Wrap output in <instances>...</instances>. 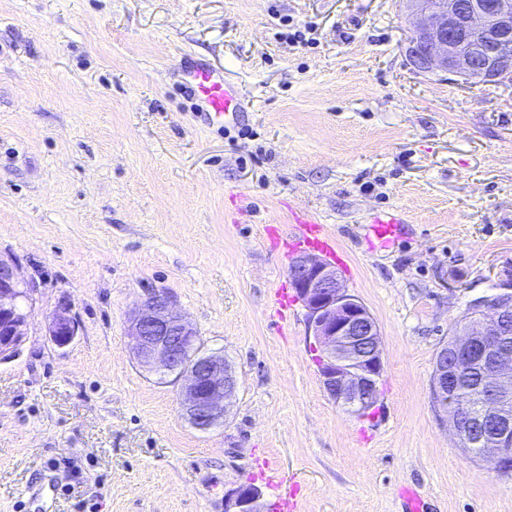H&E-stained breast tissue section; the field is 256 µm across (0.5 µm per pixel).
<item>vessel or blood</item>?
<instances>
[{"label":"vessel or blood","instance_id":"vessel-or-blood-1","mask_svg":"<svg viewBox=\"0 0 512 512\" xmlns=\"http://www.w3.org/2000/svg\"><path fill=\"white\" fill-rule=\"evenodd\" d=\"M182 77L197 91L201 110L210 123L223 125L238 120L242 100L225 78L223 67L201 60L185 67ZM400 224L399 217H380L373 221L371 231L386 244L399 237ZM265 232L270 242L285 252L313 251L335 262L340 259L334 237L321 220L308 212L292 213L287 233H280L273 226L266 227Z\"/></svg>","mask_w":512,"mask_h":512}]
</instances>
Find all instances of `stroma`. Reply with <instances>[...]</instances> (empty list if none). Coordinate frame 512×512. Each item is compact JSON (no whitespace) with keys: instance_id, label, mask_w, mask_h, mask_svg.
Returning <instances> with one entry per match:
<instances>
[{"instance_id":"obj_1","label":"stroma","mask_w":512,"mask_h":512,"mask_svg":"<svg viewBox=\"0 0 512 512\" xmlns=\"http://www.w3.org/2000/svg\"><path fill=\"white\" fill-rule=\"evenodd\" d=\"M413 23L401 0H0V252L39 284L0 362V512H224L244 483L297 512H403L410 486L429 512H512V475L466 455L431 395L456 321L512 290V82L417 71ZM186 54L241 86L235 125L180 87ZM299 210L380 331L365 416L324 392L301 303L270 306L291 282L265 228ZM149 288L236 372L214 429L133 356ZM65 300L80 330L59 347ZM400 224H403V221L395 215L380 217L373 221L371 231L377 240L387 244L399 237ZM80 329V323L72 312L71 304L65 302L54 313L48 325V334L57 346L69 344Z\"/></svg>"}]
</instances>
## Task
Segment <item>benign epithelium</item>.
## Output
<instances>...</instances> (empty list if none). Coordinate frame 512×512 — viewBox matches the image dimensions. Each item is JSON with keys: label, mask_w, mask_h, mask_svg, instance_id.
Wrapping results in <instances>:
<instances>
[{"label": "benign epithelium", "mask_w": 512, "mask_h": 512, "mask_svg": "<svg viewBox=\"0 0 512 512\" xmlns=\"http://www.w3.org/2000/svg\"><path fill=\"white\" fill-rule=\"evenodd\" d=\"M409 14L422 19L406 49L410 63L422 72H443L471 85L512 80V8L504 0H403ZM289 279L302 302L308 329L320 350L323 388L337 404L354 414L377 400L383 371L380 332L373 316L345 288L336 268L313 254L295 257ZM37 290L21 273L18 261L0 254V361L19 354L26 334L27 308ZM80 329L71 304H62L48 325L58 346L69 344ZM132 352L141 366L174 374L183 381L180 408L197 429L224 422L237 378L224 355L205 352L191 322L174 311L171 296L152 290L129 320ZM486 390L477 410L459 405L448 422L459 442L470 431L488 429L477 449L492 452L499 474L512 473V292L487 297L470 308L462 336L451 340L434 362L431 394L447 404L473 377ZM262 494L251 483L224 496V512H263Z\"/></svg>", "instance_id": "benign-epithelium-1"}]
</instances>
